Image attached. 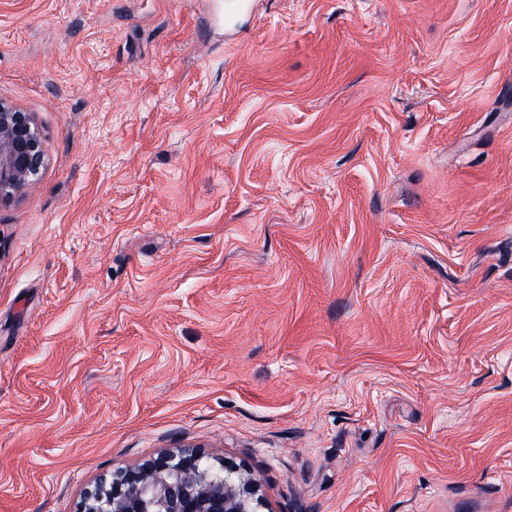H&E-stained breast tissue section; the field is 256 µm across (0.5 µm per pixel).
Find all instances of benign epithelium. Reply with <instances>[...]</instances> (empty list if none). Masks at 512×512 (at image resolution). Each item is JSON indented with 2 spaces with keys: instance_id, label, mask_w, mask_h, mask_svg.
<instances>
[{
  "instance_id": "benign-epithelium-1",
  "label": "benign epithelium",
  "mask_w": 512,
  "mask_h": 512,
  "mask_svg": "<svg viewBox=\"0 0 512 512\" xmlns=\"http://www.w3.org/2000/svg\"><path fill=\"white\" fill-rule=\"evenodd\" d=\"M47 165L33 116L0 100V204L35 186ZM258 483L226 461L183 449L137 470L112 472L109 486L89 492L79 512H259Z\"/></svg>"
}]
</instances>
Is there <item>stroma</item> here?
<instances>
[{
    "label": "stroma",
    "instance_id": "35a3bbf8",
    "mask_svg": "<svg viewBox=\"0 0 512 512\" xmlns=\"http://www.w3.org/2000/svg\"><path fill=\"white\" fill-rule=\"evenodd\" d=\"M0 0V512L181 445L262 512H512V0ZM46 165L43 138L33 116L0 100V204L35 186Z\"/></svg>",
    "mask_w": 512,
    "mask_h": 512
}]
</instances>
